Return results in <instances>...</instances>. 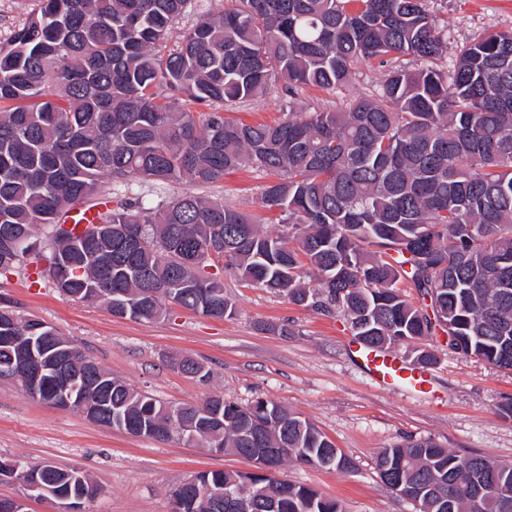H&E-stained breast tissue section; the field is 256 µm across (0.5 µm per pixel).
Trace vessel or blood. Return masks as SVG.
<instances>
[{
    "label": "vessel or blood",
    "instance_id": "1",
    "mask_svg": "<svg viewBox=\"0 0 512 512\" xmlns=\"http://www.w3.org/2000/svg\"><path fill=\"white\" fill-rule=\"evenodd\" d=\"M350 351L361 371L379 386L404 385L421 389L430 381L426 370L410 364L393 352L370 348L357 342L351 343Z\"/></svg>",
    "mask_w": 512,
    "mask_h": 512
}]
</instances>
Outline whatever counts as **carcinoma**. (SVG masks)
I'll return each instance as SVG.
<instances>
[{
  "label": "carcinoma",
  "instance_id": "obj_1",
  "mask_svg": "<svg viewBox=\"0 0 512 512\" xmlns=\"http://www.w3.org/2000/svg\"><path fill=\"white\" fill-rule=\"evenodd\" d=\"M191 0H39V9L0 44V276L29 256L50 229V278L65 297L96 303L98 289L152 322L175 304L222 319L235 312L224 263L248 286L343 314L368 347L424 340L431 318L409 299L431 294L453 351L512 369V31L460 51L449 74L435 62L447 34L425 0H230L204 15L167 54L174 20ZM411 56L419 66L389 73L378 99L333 112H287L274 124L224 116L223 104L254 98L275 81L303 87L352 84L361 61ZM168 95H163V92ZM272 176L264 207L286 235L194 192L162 206L121 200L83 230L57 234L104 180L205 186L241 168ZM16 336L47 350L67 341L45 322L0 315V359L19 379L32 366ZM63 370L43 379L36 400L59 406ZM69 409L91 394L99 422L122 418L130 434L167 441L183 422L203 448L250 457L286 448L268 472L202 471L198 480L254 494L250 512H341L309 486L273 477L292 461L336 469L354 463L313 424L257 398L241 405L214 394L171 406L99 370ZM387 489L419 512H512V464L452 452L431 440L396 443L376 457ZM67 486L68 474L35 467ZM497 495L478 496L484 486Z\"/></svg>",
  "mask_w": 512,
  "mask_h": 512
}]
</instances>
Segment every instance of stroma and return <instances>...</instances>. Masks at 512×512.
<instances>
[{"instance_id":"obj_1","label":"stroma","mask_w":512,"mask_h":512,"mask_svg":"<svg viewBox=\"0 0 512 512\" xmlns=\"http://www.w3.org/2000/svg\"><path fill=\"white\" fill-rule=\"evenodd\" d=\"M427 7L448 32V51L438 62L446 71L465 45L512 30V0H427ZM416 66L409 57L361 62L346 88L291 93L275 83L262 97L225 105L224 113L247 123H272L290 110L333 111L358 97L377 98L389 71ZM265 181L261 173L235 171L196 192L260 216ZM185 190L182 184L108 181L100 198H138L153 207ZM210 273L223 278L233 316L210 318L173 305L149 323L118 318L102 305L66 299L51 279L35 278L28 266L0 277V307L49 323L101 368L160 400L196 404L215 393L241 404L262 398L308 419L354 462V471L291 462L275 477L315 488L336 500L342 512H414L408 501L389 493L376 469L377 453L395 443L429 439L458 453L512 462V417L501 411L512 400L511 370L452 352L440 341L399 343L394 350L403 357L413 358L419 349L435 355L430 386L423 393L383 388L351 357L352 336L341 315L246 286L218 263ZM282 324L287 334L276 333ZM182 356L204 364L209 378L181 374L173 361ZM1 460L81 471L98 490L85 512H169L172 489L191 475L254 468L239 456L102 426L79 412L33 400L12 379L0 380Z\"/></svg>"}]
</instances>
